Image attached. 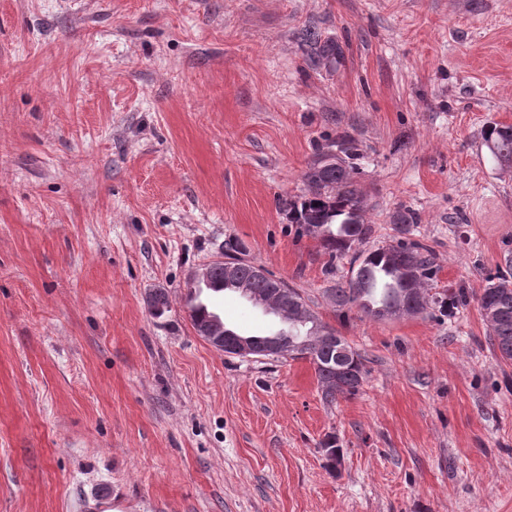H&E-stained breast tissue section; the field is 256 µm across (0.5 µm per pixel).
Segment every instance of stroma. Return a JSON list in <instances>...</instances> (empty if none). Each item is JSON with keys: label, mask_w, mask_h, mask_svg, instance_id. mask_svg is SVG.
Wrapping results in <instances>:
<instances>
[{"label": "stroma", "mask_w": 512, "mask_h": 512, "mask_svg": "<svg viewBox=\"0 0 512 512\" xmlns=\"http://www.w3.org/2000/svg\"><path fill=\"white\" fill-rule=\"evenodd\" d=\"M309 25L341 65L310 66ZM490 123L512 125V0H0V512H106L105 491L128 512H512V363L477 305L337 311L348 263L278 206L350 136L365 249L414 210L429 291L478 293L512 253ZM229 240L361 353L356 394L196 333L189 275ZM199 298L264 328L238 293Z\"/></svg>", "instance_id": "1"}]
</instances>
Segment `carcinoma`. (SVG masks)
Returning a JSON list of instances; mask_svg holds the SVG:
<instances>
[{"mask_svg":"<svg viewBox=\"0 0 512 512\" xmlns=\"http://www.w3.org/2000/svg\"><path fill=\"white\" fill-rule=\"evenodd\" d=\"M301 46L308 59L317 65L333 68L340 62L342 51L336 41L307 29ZM483 140L493 160L500 166L512 163V126L490 124ZM339 150L343 163L336 164L334 150ZM361 157L355 140L346 135L326 140L318 146L314 159L303 178L306 192L284 199L280 210L288 223L295 225L297 235L319 241L332 259L349 258V275L330 288L338 310L357 308L365 315L382 320L402 314L422 313L428 309L452 316L470 303V293L463 287H448L431 295L426 285L437 273L431 249L416 241L399 238L373 250L350 253L353 244L364 243L373 233L365 222L367 203L356 186L353 173ZM238 245L227 243L224 259L210 264L209 286L213 292L236 290L244 285L265 298L268 309L279 316L286 327L275 333L285 344L293 346V358L309 361L315 370L323 398L358 392L367 371L364 358L339 332L324 323L294 288L289 295L297 307L281 314L279 289L286 286L261 272V267L239 256ZM235 263V283L225 282L224 260ZM480 313L490 330V340L500 359L512 362V255L504 256V265L489 278L481 293L475 296ZM194 330L218 317L198 297L189 294Z\"/></svg>","mask_w":512,"mask_h":512,"instance_id":"obj_1","label":"carcinoma"}]
</instances>
